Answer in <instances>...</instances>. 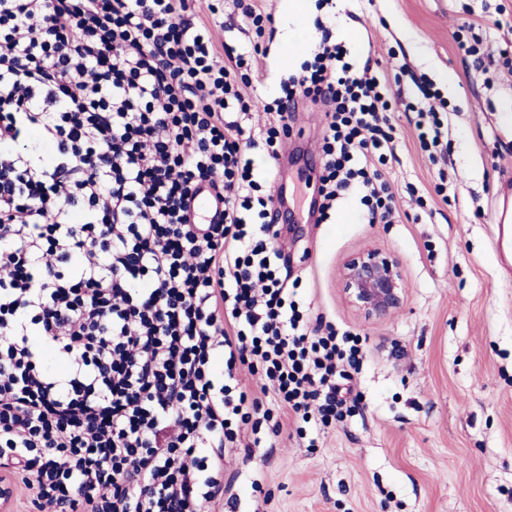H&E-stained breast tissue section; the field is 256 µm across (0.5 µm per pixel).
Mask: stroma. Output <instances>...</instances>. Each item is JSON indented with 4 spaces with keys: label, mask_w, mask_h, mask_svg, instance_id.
Instances as JSON below:
<instances>
[{
    "label": "stroma",
    "mask_w": 512,
    "mask_h": 512,
    "mask_svg": "<svg viewBox=\"0 0 512 512\" xmlns=\"http://www.w3.org/2000/svg\"><path fill=\"white\" fill-rule=\"evenodd\" d=\"M289 0H257L273 19L263 37L235 0H189L194 25L208 24L218 57L234 66L253 44L268 47L247 95L254 125L298 70L283 51L296 26ZM311 10L345 42L356 65L371 64L392 87L399 161L383 177L395 194L392 224L365 223L355 198L330 220L281 231L291 278L310 314L368 339L355 375L359 410L321 434L317 447L292 422L252 453L226 462L230 488L216 512H512V277L494 241L495 213L512 178V0H333ZM448 103V151L430 161L417 139L418 84ZM324 107L301 103L295 142L320 154ZM446 181V194L436 186ZM377 245L402 261L407 303L369 322L339 289L351 253Z\"/></svg>",
    "instance_id": "obj_1"
}]
</instances>
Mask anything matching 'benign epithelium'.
I'll return each instance as SVG.
<instances>
[{
  "label": "benign epithelium",
  "instance_id": "1",
  "mask_svg": "<svg viewBox=\"0 0 512 512\" xmlns=\"http://www.w3.org/2000/svg\"><path fill=\"white\" fill-rule=\"evenodd\" d=\"M344 301L366 320L380 321L399 312L406 302L400 259L379 247H366L348 256L339 272ZM14 487L0 476V512H10Z\"/></svg>",
  "mask_w": 512,
  "mask_h": 512
}]
</instances>
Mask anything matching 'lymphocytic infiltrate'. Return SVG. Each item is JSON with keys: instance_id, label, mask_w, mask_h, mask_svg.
<instances>
[{"instance_id": "f902f5d3", "label": "lymphocytic infiltrate", "mask_w": 512, "mask_h": 512, "mask_svg": "<svg viewBox=\"0 0 512 512\" xmlns=\"http://www.w3.org/2000/svg\"><path fill=\"white\" fill-rule=\"evenodd\" d=\"M187 9L0 0V467L55 512H210L243 425L257 448L275 412L316 435L362 400L366 339L311 325L251 154L278 159L290 104L324 103L320 221L352 195L392 223L389 82L321 42L253 130L259 48L218 65ZM204 183L222 223L187 214Z\"/></svg>"}]
</instances>
